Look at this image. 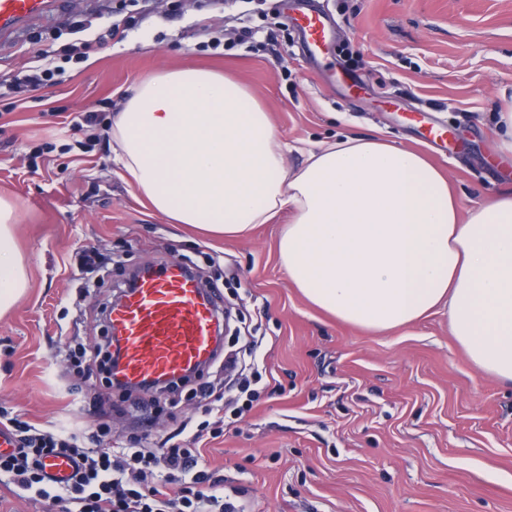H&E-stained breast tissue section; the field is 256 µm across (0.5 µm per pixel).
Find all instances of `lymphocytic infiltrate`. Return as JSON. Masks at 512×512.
Listing matches in <instances>:
<instances>
[{
  "mask_svg": "<svg viewBox=\"0 0 512 512\" xmlns=\"http://www.w3.org/2000/svg\"><path fill=\"white\" fill-rule=\"evenodd\" d=\"M258 340H249L243 354L226 355L222 369L235 370L239 364L253 368L252 382L239 386L241 395L231 406L209 401L205 421L184 440L157 448L132 445L125 448H85L74 429L41 430L15 423L17 446L0 454V476L34 499H45L75 512H249L246 504L224 491V479L198 467V445L204 434L220 437L227 417L243 419L261 396L253 382L261 381L257 361ZM117 358L101 347L78 345L68 354L69 367L86 380L101 378L107 388H120L111 376ZM52 457L70 459L75 469L58 481L45 471Z\"/></svg>",
  "mask_w": 512,
  "mask_h": 512,
  "instance_id": "1",
  "label": "lymphocytic infiltrate"
}]
</instances>
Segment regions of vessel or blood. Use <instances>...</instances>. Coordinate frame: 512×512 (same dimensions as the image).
I'll use <instances>...</instances> for the list:
<instances>
[{
	"instance_id": "b4317fda",
	"label": "vessel or blood",
	"mask_w": 512,
	"mask_h": 512,
	"mask_svg": "<svg viewBox=\"0 0 512 512\" xmlns=\"http://www.w3.org/2000/svg\"><path fill=\"white\" fill-rule=\"evenodd\" d=\"M55 6L54 0H0V35L23 27ZM303 53L322 63L335 34L319 0H284ZM222 304L179 262L142 272L112 306L109 328L120 346L118 372L129 385L171 381L209 363L220 348Z\"/></svg>"
}]
</instances>
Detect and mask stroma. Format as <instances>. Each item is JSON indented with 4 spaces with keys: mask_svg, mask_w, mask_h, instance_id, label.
Returning <instances> with one entry per match:
<instances>
[{
    "mask_svg": "<svg viewBox=\"0 0 512 512\" xmlns=\"http://www.w3.org/2000/svg\"><path fill=\"white\" fill-rule=\"evenodd\" d=\"M340 41L363 57L347 70L360 98L328 83L296 54L295 32L275 51L203 49L228 25L205 0H151L120 43L80 62L74 45L105 32L112 0H66L0 38V77L53 61L57 84L0 95V196L29 273L25 294L0 317V415L36 427L85 431V447L169 432L197 401L176 396L163 415L141 394L90 386L64 362L68 347L102 342L100 303L119 296L133 267L191 257L225 297L240 295L243 325H259L266 390L223 436L200 444L255 512H512V385L476 367L435 314L391 332L336 322L293 286L277 243L288 213L227 240L171 221L122 178L113 149L78 145L74 123L110 122L130 89L178 68L245 85L291 151L286 163L346 135H382L426 152L466 206L512 186V154L499 151L494 114L512 93V0H323ZM88 23L74 33L73 22ZM422 109L456 144L421 142L407 114ZM102 265L81 267L83 250ZM109 435L94 439L99 426Z\"/></svg>",
    "mask_w": 512,
    "mask_h": 512,
    "instance_id": "1",
    "label": "stroma"
}]
</instances>
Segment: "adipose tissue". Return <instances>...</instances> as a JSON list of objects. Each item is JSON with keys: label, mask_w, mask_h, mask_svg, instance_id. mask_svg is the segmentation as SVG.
<instances>
[{"label": "adipose tissue", "mask_w": 512, "mask_h": 512, "mask_svg": "<svg viewBox=\"0 0 512 512\" xmlns=\"http://www.w3.org/2000/svg\"><path fill=\"white\" fill-rule=\"evenodd\" d=\"M112 140L156 212L231 240L290 211L278 252L312 305L372 332L446 312L471 361L512 384V188L464 209L423 154L375 135L345 137L288 168L248 89L194 68L138 84ZM14 223L0 197V316L28 286Z\"/></svg>", "instance_id": "adipose-tissue-1"}]
</instances>
